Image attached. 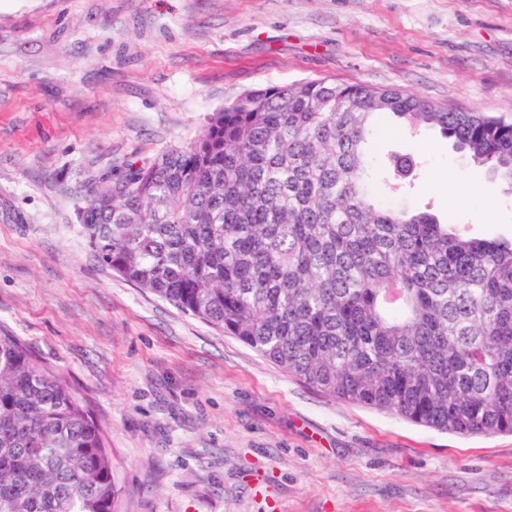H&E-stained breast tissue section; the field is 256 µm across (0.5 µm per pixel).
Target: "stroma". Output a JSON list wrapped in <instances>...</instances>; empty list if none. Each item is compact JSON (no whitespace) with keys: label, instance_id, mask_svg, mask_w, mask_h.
Listing matches in <instances>:
<instances>
[{"label":"stroma","instance_id":"stroma-1","mask_svg":"<svg viewBox=\"0 0 512 512\" xmlns=\"http://www.w3.org/2000/svg\"><path fill=\"white\" fill-rule=\"evenodd\" d=\"M314 79L512 121V0H0V333L89 406L117 512H512V434L327 397L91 252L90 177ZM370 151L389 180L421 163L394 203L512 234V195L439 131L387 115Z\"/></svg>","mask_w":512,"mask_h":512}]
</instances>
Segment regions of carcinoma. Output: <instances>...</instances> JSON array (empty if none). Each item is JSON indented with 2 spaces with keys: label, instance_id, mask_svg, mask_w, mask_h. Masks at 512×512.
I'll return each mask as SVG.
<instances>
[{
  "label": "carcinoma",
  "instance_id": "obj_1",
  "mask_svg": "<svg viewBox=\"0 0 512 512\" xmlns=\"http://www.w3.org/2000/svg\"><path fill=\"white\" fill-rule=\"evenodd\" d=\"M436 128L512 194V123L326 79L248 91L201 133L93 176L101 265L326 395L462 436L512 433V237L375 204L377 117ZM90 409L0 334V512H116Z\"/></svg>",
  "mask_w": 512,
  "mask_h": 512
}]
</instances>
